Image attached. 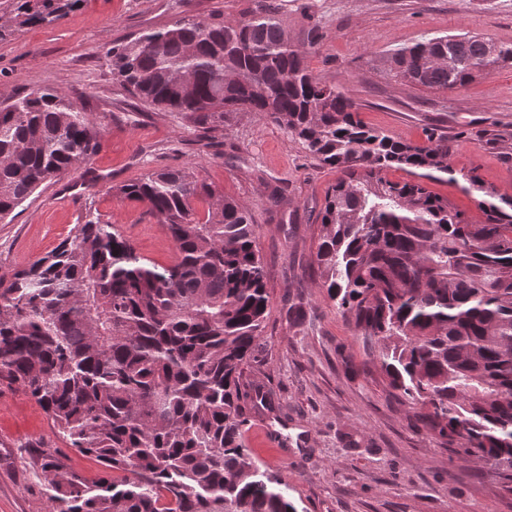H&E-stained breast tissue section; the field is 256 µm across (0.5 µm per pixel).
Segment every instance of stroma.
Segmentation results:
<instances>
[{"mask_svg":"<svg viewBox=\"0 0 512 512\" xmlns=\"http://www.w3.org/2000/svg\"><path fill=\"white\" fill-rule=\"evenodd\" d=\"M279 6L295 41L315 30L306 63L352 98L368 126L422 144L447 136L451 181L429 180L473 223L484 222L477 175L512 197V67L467 88L438 91L393 80V49L443 35L478 34L512 43V0H81L53 25L6 26L14 0H0V101L51 86L102 126L92 160L58 174L0 220V276L11 277L73 234L88 208L114 224L152 263L176 258L172 239L116 187L152 169L188 165L216 195L247 205L263 258L270 315L262 347L244 368L245 444L288 486L299 512H512V482L488 464L418 427L409 404L379 376L346 370L365 355L312 268L325 195L336 170L307 155L258 112L233 116L202 140L181 115L145 104L113 76L106 52L148 29L183 18L226 20ZM303 300L301 320L287 316ZM45 450L86 481L103 466L71 448L42 406L0 381V512H47L30 450Z\"/></svg>","mask_w":512,"mask_h":512,"instance_id":"1","label":"stroma"}]
</instances>
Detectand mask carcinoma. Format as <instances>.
<instances>
[{
    "mask_svg": "<svg viewBox=\"0 0 512 512\" xmlns=\"http://www.w3.org/2000/svg\"><path fill=\"white\" fill-rule=\"evenodd\" d=\"M79 0H16L15 24L58 22ZM143 102L204 134L263 112L340 172L326 192L314 259L328 297L389 393L428 431L512 481V199L472 224L392 168L455 180L448 137L413 144L363 123L353 100L308 70L275 11L234 22L181 19L107 51ZM512 66V44L429 38L393 51L385 72L443 91ZM95 119L52 87L0 103V220L95 154ZM175 243L140 257L89 210L74 234L0 278V380L21 385L58 433L114 476L89 483L42 451L49 512H297L288 486L244 445L243 366L270 314L246 206L188 167L117 187ZM207 206L204 214L194 207ZM121 476H115V473Z\"/></svg>",
    "mask_w": 512,
    "mask_h": 512,
    "instance_id": "obj_1",
    "label": "carcinoma"
}]
</instances>
